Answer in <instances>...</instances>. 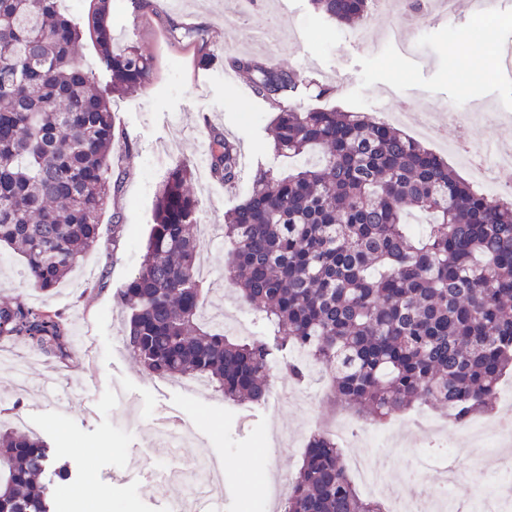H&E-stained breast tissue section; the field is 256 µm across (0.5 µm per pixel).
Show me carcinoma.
Instances as JSON below:
<instances>
[{"instance_id": "1", "label": "carcinoma", "mask_w": 512, "mask_h": 512, "mask_svg": "<svg viewBox=\"0 0 512 512\" xmlns=\"http://www.w3.org/2000/svg\"><path fill=\"white\" fill-rule=\"evenodd\" d=\"M353 26L368 0H312ZM112 0H90L76 19L63 0H0V245L24 260V277L50 291L94 247L112 193L116 128L106 91L78 60L89 36L112 92L150 78L152 59L118 49ZM170 35L203 49V29ZM234 69L273 112V153L316 160L276 175L256 170L252 187L225 216L224 279L251 305L268 334L227 335L205 318L197 274L199 200L189 166H176L156 193L141 263L114 299L127 312L123 342L161 379L197 378L229 403L260 405L273 364L298 383L302 352L330 370L336 401L383 421L414 406L445 407L458 426L489 410L512 370V202L462 180L448 160L402 131L360 112H296V73L253 57ZM210 174L233 188L241 153L209 130ZM410 211L429 217L412 233ZM0 338L19 339L61 361L71 357L67 323L19 297L0 303ZM48 446L0 428V512H52ZM284 512H384L360 496L336 442L310 435Z\"/></svg>"}]
</instances>
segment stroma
Wrapping results in <instances>:
<instances>
[{
    "label": "stroma",
    "mask_w": 512,
    "mask_h": 512,
    "mask_svg": "<svg viewBox=\"0 0 512 512\" xmlns=\"http://www.w3.org/2000/svg\"><path fill=\"white\" fill-rule=\"evenodd\" d=\"M226 0H197L190 10L169 9L155 0L152 10L139 11L131 0H114L112 32L117 45H137L154 59L149 80L130 95L111 97L115 124L128 149L123 153L119 189L101 216L97 246L86 255L87 274L68 298L58 291L33 288L21 275V260L0 246V302L22 297L32 304L62 313L70 322L73 356L66 363L33 351L23 341L11 342L17 359L28 364L24 379H16L0 364V423L21 426L51 448L54 466L69 465L70 479L52 478L50 493L55 512H163L181 495L163 471L168 461L160 454L149 427L177 416L195 441L181 451L182 459L213 457L223 462V512H280L288 495L280 475L295 476L303 451L288 447L284 434L301 435L335 418L338 408L319 367L305 386L310 401L288 403L278 384H271L264 404H230L221 393H194L188 382L160 379L145 372L123 344L125 314L113 296L135 271L152 222L157 186L175 165L192 163L208 143L209 128L224 131L239 142L245 162L236 188L210 186L202 202L205 217L223 224L225 211L244 198L258 166L273 163L269 133L271 112L248 87L224 85L229 54L261 57L259 45L246 42L244 30L267 24L280 35L282 50L275 67L295 72L302 82L289 100L298 112L335 108L382 119L378 104L394 98L407 111L419 112L434 103L459 109H484L471 128L470 141H512V77L494 74L496 52L481 36V24L458 0L452 22L421 16L419 36L424 51L413 58L394 45L376 39L399 25L401 11L367 15L363 27L370 44L347 37L348 27L316 11L311 0H258L251 19L225 22ZM202 26L212 34L205 51L171 42L170 24ZM333 85L330 97H318V85ZM124 226L113 240L112 225ZM228 247L217 243L209 254L216 274L209 281L208 301L223 307L227 334L247 339L264 327L223 280ZM447 409L410 412L399 419L400 443L367 436L358 449H343V457L379 455L402 477L407 496L423 499L446 494L475 501L485 487L462 482L444 486L437 471L415 466L419 435L426 422H447Z\"/></svg>",
    "instance_id": "stroma-1"
}]
</instances>
